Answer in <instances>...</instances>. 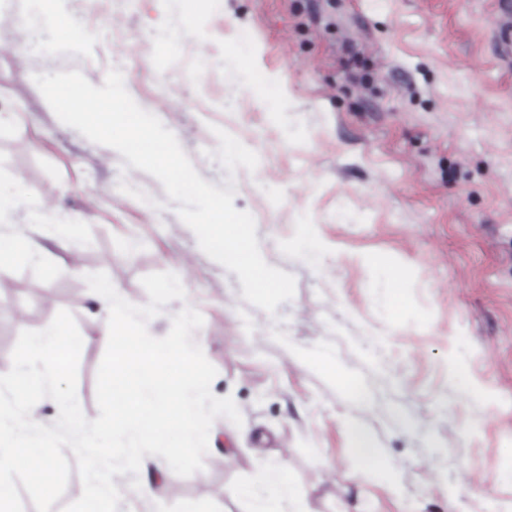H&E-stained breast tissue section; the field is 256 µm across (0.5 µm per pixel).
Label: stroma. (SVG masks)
Instances as JSON below:
<instances>
[{"label":"stroma","instance_id":"obj_1","mask_svg":"<svg viewBox=\"0 0 512 512\" xmlns=\"http://www.w3.org/2000/svg\"><path fill=\"white\" fill-rule=\"evenodd\" d=\"M497 19L495 0H0V29L39 27L35 55L0 49V186L20 190L0 233L39 253L0 268V374L22 331L68 310L86 339L79 404L97 418L108 313L86 274L143 305L141 277L172 272L186 298L148 331L198 310L211 390L243 418L213 422L190 477L145 456L118 512H253L250 488L279 461L296 512H512V64ZM113 68L202 179L234 182L263 258L296 282L275 313L243 299L156 178L63 124L33 81L77 70L99 87ZM217 127L255 171L212 158Z\"/></svg>","mask_w":512,"mask_h":512}]
</instances>
